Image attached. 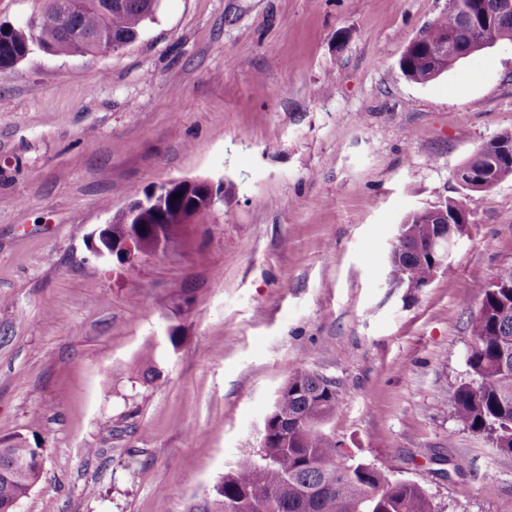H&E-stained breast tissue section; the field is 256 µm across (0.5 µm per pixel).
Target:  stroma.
Segmentation results:
<instances>
[{"label": "stroma", "instance_id": "stroma-1", "mask_svg": "<svg viewBox=\"0 0 512 512\" xmlns=\"http://www.w3.org/2000/svg\"><path fill=\"white\" fill-rule=\"evenodd\" d=\"M448 0H161L126 47L0 74V440L37 439L19 512H188L257 459L295 367L336 388L324 431L438 512H512V454L452 392L484 290L512 266V178L454 173L512 133V41L436 80L399 60ZM223 182L181 249L94 258L153 184ZM469 197L448 267L411 292L406 217ZM182 336L160 380L149 345ZM179 343L180 336L172 332L162 346L152 344L143 351L140 359V375L144 383H152L162 377L170 346L173 351H176Z\"/></svg>", "mask_w": 512, "mask_h": 512}]
</instances>
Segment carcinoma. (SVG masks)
<instances>
[{"mask_svg": "<svg viewBox=\"0 0 512 512\" xmlns=\"http://www.w3.org/2000/svg\"><path fill=\"white\" fill-rule=\"evenodd\" d=\"M22 26L0 23V73L15 67L36 50L53 55H96L134 42L154 20L161 0H65L70 29L44 21L60 0H32ZM465 25L461 15L444 13L422 31L424 42H436L446 32ZM479 36L512 41V19L479 29ZM399 66L411 82L425 85L437 78L422 46L413 45ZM498 151L490 141L466 164L476 171ZM424 279L430 267L391 264V276L407 270ZM498 284L485 289L471 323L466 353V378L453 391L458 426L489 436L498 448L512 449V266L497 275ZM180 337L170 333L163 345H150L141 355L145 383L160 379L169 349ZM336 389L317 373L295 367L270 412L271 435L260 461H245L224 475L215 496L190 512H436L419 483L391 479L364 462L348 463L342 444L327 435L322 424L336 412ZM0 463L31 462L24 469L0 473V512L29 496L43 475L42 448L22 435L0 442Z\"/></svg>", "mask_w": 512, "mask_h": 512, "instance_id": "cac0c4a2", "label": "carcinoma"}]
</instances>
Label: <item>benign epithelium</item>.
I'll return each mask as SVG.
<instances>
[{
    "label": "benign epithelium",
    "mask_w": 512,
    "mask_h": 512,
    "mask_svg": "<svg viewBox=\"0 0 512 512\" xmlns=\"http://www.w3.org/2000/svg\"><path fill=\"white\" fill-rule=\"evenodd\" d=\"M487 46L489 42L474 39L468 43V52L463 53L460 51L459 35H445L430 47V60L439 65H453ZM494 170L493 163L477 172L462 165L456 170L455 179L461 187L469 191L475 189L482 191L492 187L490 176ZM195 187L202 189L206 204L205 211L208 212L222 203V194L217 192L216 184L209 180H170L155 184L147 189L144 197L129 203L90 236L91 253L100 259H113L118 255L121 257L119 263L131 264L141 255L165 249V239L168 236L183 240L189 229L199 221L195 209L189 208L183 211L174 221L168 219V215L164 212L157 211L155 212L157 223L149 226L142 223L141 213L151 206H158V201L165 199L174 189L189 193ZM425 213L429 218V224L435 226V229L421 239L416 233L415 225H400L391 250V260L400 261L408 254L413 259L429 261L434 272L437 273L446 269L451 247L455 239L465 233L470 224L471 213H466L462 220L459 218L454 220L449 216L444 204L429 208ZM453 222L457 223L459 229L450 232L448 225ZM114 224H121L126 228L124 238L118 241L113 240L112 237Z\"/></svg>",
    "instance_id": "obj_1"
}]
</instances>
